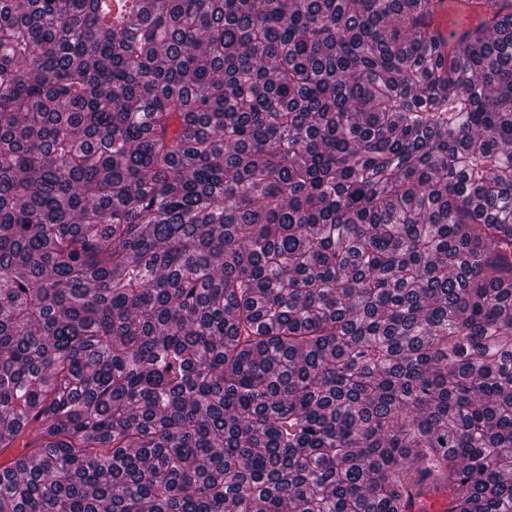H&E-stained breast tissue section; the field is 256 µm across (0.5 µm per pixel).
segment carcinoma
Masks as SVG:
<instances>
[{"instance_id": "obj_1", "label": "carcinoma", "mask_w": 512, "mask_h": 512, "mask_svg": "<svg viewBox=\"0 0 512 512\" xmlns=\"http://www.w3.org/2000/svg\"><path fill=\"white\" fill-rule=\"evenodd\" d=\"M0 0V512H512V0Z\"/></svg>"}]
</instances>
